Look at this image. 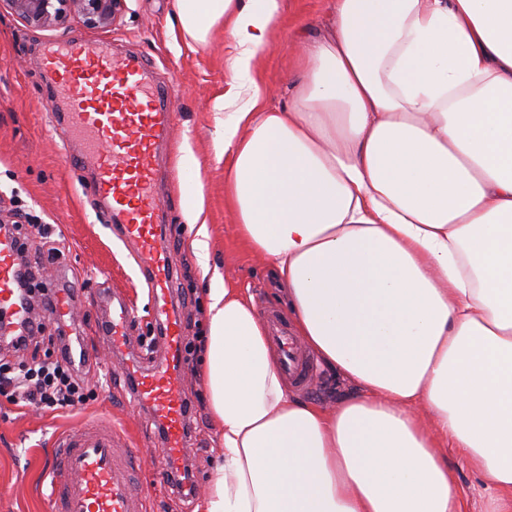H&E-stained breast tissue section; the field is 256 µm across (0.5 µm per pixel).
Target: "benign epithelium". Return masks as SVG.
Returning a JSON list of instances; mask_svg holds the SVG:
<instances>
[{"label": "benign epithelium", "mask_w": 512, "mask_h": 512, "mask_svg": "<svg viewBox=\"0 0 512 512\" xmlns=\"http://www.w3.org/2000/svg\"><path fill=\"white\" fill-rule=\"evenodd\" d=\"M12 12L34 28L56 27L71 17L90 29L112 27L125 9V0H6Z\"/></svg>", "instance_id": "1"}]
</instances>
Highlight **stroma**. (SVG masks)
Returning <instances> with one entry per match:
<instances>
[{"mask_svg":"<svg viewBox=\"0 0 512 512\" xmlns=\"http://www.w3.org/2000/svg\"><path fill=\"white\" fill-rule=\"evenodd\" d=\"M285 25L267 51L257 75L272 107L287 105L296 80L295 54L301 42L323 36L332 24L329 0H284ZM175 0H126L122 17L108 29L91 30L76 19L55 29H36L17 18L0 0V208H23L60 234L64 258L48 288L66 284L78 298L72 323L88 344L96 367L89 384L97 398L76 409L42 412L0 406V512H49V479L45 464L51 443L62 431L92 420L115 424L134 447L159 455L157 432L145 411L130 400L128 383L101 334L102 293L125 289L138 308L142 332H149L151 304L138 262L84 204L83 189L65 163L61 134L50 131L47 109L56 95L41 64L50 39L109 40L115 52L143 58L159 78H173L176 117L171 148L161 151L157 191L172 217L169 258L181 285L177 310L186 336L204 335L207 327V286L188 243L183 215V171L179 160L192 151L203 200V216L211 227L209 263L235 275L255 304L287 310L284 293L272 268L258 261L239 242L230 212L224 206V152L216 109L231 79L224 63V30L216 28L210 42L185 40L175 23ZM317 374L298 395L327 407L352 393V384L334 367L316 362ZM217 429L208 409L195 415L189 461L193 478L208 487L216 464ZM182 499L168 484L148 486L149 512H202L204 495Z\"/></svg>","mask_w":512,"mask_h":512,"instance_id":"stroma-1","label":"stroma"}]
</instances>
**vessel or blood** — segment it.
I'll use <instances>...</instances> for the list:
<instances>
[{
  "mask_svg": "<svg viewBox=\"0 0 512 512\" xmlns=\"http://www.w3.org/2000/svg\"><path fill=\"white\" fill-rule=\"evenodd\" d=\"M42 64L63 94L50 113L54 126L83 143L80 154L69 158L71 169L84 173L99 222L115 226L143 261L141 273L149 285L163 351L155 359L146 354L130 300L110 291L102 334L122 363L135 404L146 408L155 424L163 453L143 459L115 427L95 421L63 432L47 466L49 507L51 512H145L148 480L166 481L182 469L190 433L182 377L185 336L172 307L167 218L156 191L157 150L168 140L174 95L171 85L151 82L141 58L115 54L105 44L51 42L42 50ZM23 263L17 234L0 233V312L19 334L30 318L17 288ZM75 309V297L62 293L53 300L48 320L67 324ZM263 316L283 373L296 386L309 385L313 367L299 354L287 324L272 311Z\"/></svg>",
  "mask_w": 512,
  "mask_h": 512,
  "instance_id": "b4317fda",
  "label": "vessel or blood"
}]
</instances>
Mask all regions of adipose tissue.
<instances>
[{"label": "adipose tissue", "instance_id": "adipose-tissue-1", "mask_svg": "<svg viewBox=\"0 0 512 512\" xmlns=\"http://www.w3.org/2000/svg\"><path fill=\"white\" fill-rule=\"evenodd\" d=\"M283 108L254 74L283 0H176L224 26V200L304 346L353 382L289 393L236 278L209 292L223 462L204 512H463L448 448L512 512V0H331Z\"/></svg>", "mask_w": 512, "mask_h": 512}]
</instances>
